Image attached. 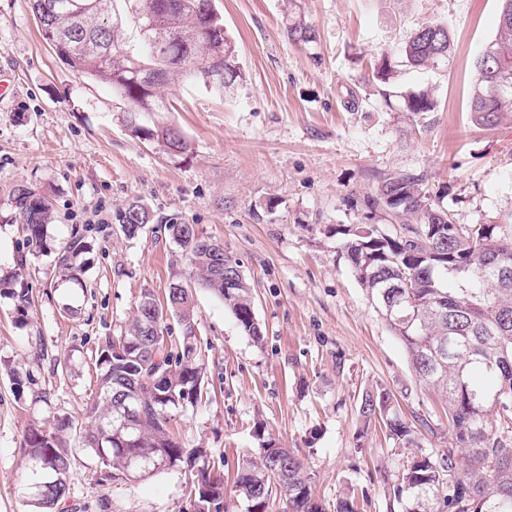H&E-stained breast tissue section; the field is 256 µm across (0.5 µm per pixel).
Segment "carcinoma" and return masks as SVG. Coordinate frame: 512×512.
I'll use <instances>...</instances> for the list:
<instances>
[{
	"label": "carcinoma",
	"instance_id": "obj_1",
	"mask_svg": "<svg viewBox=\"0 0 512 512\" xmlns=\"http://www.w3.org/2000/svg\"><path fill=\"white\" fill-rule=\"evenodd\" d=\"M72 10L43 12V0H32L42 19L41 33L62 62L90 82L108 84L124 102V111H169L161 89L171 81L203 82L222 93L240 77L235 44L224 34L211 33L221 24L211 0H127L132 18L122 16L116 0H75ZM496 35L474 64L471 111L487 127L512 112V0H500ZM133 24L136 42L123 37V25ZM288 37L304 44L316 41L312 25L300 16L288 24ZM453 42L446 22L420 25L400 47L414 68H437L448 62ZM408 112H431L435 102L426 91L404 97ZM164 148L185 152L187 141L173 125L139 126ZM384 206L400 232L381 234L367 224L336 229L345 236L343 253L366 292L375 296L388 329L403 344L422 385L445 400L451 441L438 457L415 454L403 465L390 498L404 512H512V286L501 288L484 271L489 246L506 251L512 260V234L499 224H456L448 210L437 206L407 174L383 182ZM19 223L30 250L46 249L50 220L48 198L19 185L14 189ZM119 223L135 230L152 223L148 210L128 203ZM73 228L66 247L56 255L55 271L64 282H77L83 273L79 257L88 249L85 232ZM164 231L179 243L190 275L200 278L254 341L263 339L253 315L251 291L226 288L211 277L209 255L197 251L192 230L176 222ZM0 291L14 303L17 314L28 315L32 297L16 281L0 279ZM416 310L424 320L410 323L404 316ZM180 321L181 332L155 346L148 330L152 322L168 328ZM195 302L188 282L170 287L166 303L137 306L132 327L123 335L106 336L99 346V399L87 414L81 436L105 470L130 468L146 473L165 461L176 467L198 460L176 436L177 412L196 406L204 396L203 358L197 337L186 332L194 323ZM167 376L152 382L155 357ZM359 414L365 424L383 426L397 448H418V428L398 410L394 394L385 388L365 390ZM61 420L47 429L32 424L23 448L35 467L50 475L35 494L41 512H51L66 496L73 449L60 432ZM278 460L260 457L238 469L235 487L248 512H268L272 492L284 496L286 512H326L313 493V477L303 461L286 448L274 451ZM198 503L224 496V479L203 466L196 474Z\"/></svg>",
	"mask_w": 512,
	"mask_h": 512
}]
</instances>
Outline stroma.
Wrapping results in <instances>:
<instances>
[{
  "label": "stroma",
  "mask_w": 512,
  "mask_h": 512,
  "mask_svg": "<svg viewBox=\"0 0 512 512\" xmlns=\"http://www.w3.org/2000/svg\"><path fill=\"white\" fill-rule=\"evenodd\" d=\"M238 51L233 91L172 83L154 113L189 143L169 156L133 133L111 86L81 79L42 38L30 0H0V278L18 275L34 305L18 318L0 298V512H38L22 448L32 421L67 419L76 445L69 491L53 512H194L195 464L142 478L101 472L79 449L98 397L96 350L131 323L144 294L163 298L188 277L180 249L144 230L125 236L116 216L136 200L156 222L194 225L221 242L251 288L263 330L254 341L209 290L196 289L207 396L173 426L188 449L224 475L226 512H246L233 486L243 458L267 441L298 453L318 499L365 492L360 512H401L386 488L414 451L364 429V390L384 387L407 419L423 417L424 453L448 446L443 401L424 390L401 343L341 253L337 225L361 224L364 196L405 173L455 223L495 221L512 231V113L488 128L469 108L473 61L497 32L499 0H213ZM317 40L289 39L292 16ZM448 21L454 52L432 70L407 67L400 43L421 24ZM393 55L391 98L372 77ZM432 89L436 107L406 112L404 96ZM52 207L47 248L29 251L13 190ZM88 227L80 281L54 275L70 230ZM25 381L15 389L14 377Z\"/></svg>",
  "instance_id": "stroma-1"
}]
</instances>
